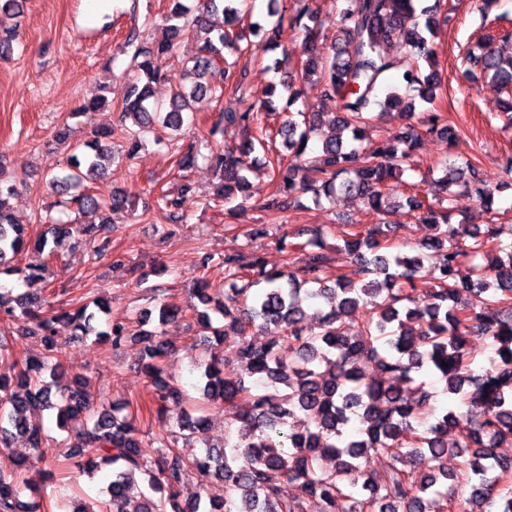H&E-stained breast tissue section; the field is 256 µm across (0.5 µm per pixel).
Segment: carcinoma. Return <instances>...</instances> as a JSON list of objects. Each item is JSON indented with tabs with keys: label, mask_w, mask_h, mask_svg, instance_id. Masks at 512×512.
<instances>
[{
	"label": "carcinoma",
	"mask_w": 512,
	"mask_h": 512,
	"mask_svg": "<svg viewBox=\"0 0 512 512\" xmlns=\"http://www.w3.org/2000/svg\"><path fill=\"white\" fill-rule=\"evenodd\" d=\"M167 2L169 39L151 47L131 38L124 44L133 50L140 78L127 86L122 117L142 131L178 132L197 120L188 113L193 99L224 95V88L210 85L207 77L227 62L225 54L239 60L246 53L244 36L236 29L241 21L248 20L251 33H265L275 49L286 34L302 33L298 64L265 87L260 104L268 109L280 98L291 106L315 90L318 97L335 101L336 111L311 109L300 113V123L288 118L278 131L283 154L255 126L257 113H221L206 129L215 144L210 160L224 177L218 199L229 205L228 215L236 213L235 191L245 185L250 155L258 146L271 166L272 191L262 205L270 214L281 212L285 199L299 193L362 197L377 223L342 238L343 249L359 266L358 279L325 277L330 256L317 237L300 244L301 266L295 272L268 270L259 258L247 272L236 255L226 254L224 286L215 289L207 278L195 279L193 295L204 306L200 319L218 342L228 343L231 358L244 369V375L231 378L212 359L197 363L205 380L200 403L222 402L235 409L223 443L215 446L202 438L205 450L199 457L187 458L176 449L178 439L201 438L207 425L184 408L174 410L181 393L161 366L171 344L157 331L132 333L122 324L107 325L99 335L112 347L132 340L144 344L143 369L154 387L159 422L174 429L163 449L154 451L129 415L122 414L123 406L94 405L82 375L65 385L59 382L63 333L87 335L96 312L108 306L95 299V312L87 304L73 312L49 307L47 260L53 250L48 237L74 238L77 251L90 246L95 254L108 253L110 216L97 224L48 219L50 227L36 239L30 262L15 266L14 257L25 247V226L9 207L14 188L0 170V274L16 275L26 286L16 295L0 288V323L21 311L43 345L40 355L26 359L13 375L0 374V448L22 437L49 465L54 458L44 448L39 414L56 411L61 427L85 419L87 429L66 457L87 470L109 465L112 475L101 508L84 503L72 512H426L427 497L440 493L450 479L468 489L467 496L458 498L459 512H512V489L500 486L512 475V456L496 452L512 442V237L503 238V225L494 221L476 228L460 224L450 231L449 208L443 206L452 203L459 187L475 193L494 214L500 184L471 160L459 166L445 158L442 176L422 175L421 182L432 184L430 195L399 192L422 138L435 136L446 143L458 133L436 108L440 72L421 67L437 55L431 36L441 16L420 7V0H343L331 53L324 54L317 46L313 0H301L292 15L285 0H267L263 23L252 20L251 0H203L195 16L185 0ZM217 12L223 15L219 26L209 20ZM188 36L202 45L183 60L185 83L166 109L153 99V84L167 78L162 62L177 56L179 42ZM398 39L408 46L407 53L388 55L387 47ZM17 40L15 29L0 25V56L10 55ZM480 49L470 56L464 79L472 84L487 80L512 94V53L505 56L488 45ZM418 100L430 108L418 113L415 125L368 153L360 150L358 143L375 121L388 112L413 111ZM324 123L333 126L332 135L310 157V139ZM108 137L107 132L95 135L86 144L88 152L72 156L67 170L53 177L66 209L85 215L134 207L130 193H114L102 202L78 189L83 173H104L110 155L102 140ZM188 189L184 186L177 196L162 190L156 197L157 208L172 224L184 220ZM406 207L436 231L413 255L389 250L391 225L382 223V216ZM429 253L437 275L434 283L419 286ZM463 266L470 272L462 277ZM303 293L323 301L324 311L313 326L305 324ZM365 304L371 309L360 319L356 313ZM212 311L224 318L223 325H212ZM257 322L277 328L260 346L247 339ZM473 333L492 339L494 355L486 365L470 353ZM367 362L378 366V376L364 375ZM424 376L436 377L445 396L434 423L428 422L435 408ZM398 379L416 384L413 392L406 393ZM450 429L458 431L451 447L446 440ZM450 450L465 457L463 469L452 475L446 468ZM372 451L390 456L388 470H360L357 461ZM329 457L336 458L334 470L324 466ZM412 468L421 470L420 479L410 477ZM26 469L25 458L0 467V512H44L41 498L21 499ZM190 470L222 484L224 495L179 499ZM139 482L146 491L135 496ZM286 483L291 496L283 493Z\"/></svg>",
	"instance_id": "obj_1"
}]
</instances>
